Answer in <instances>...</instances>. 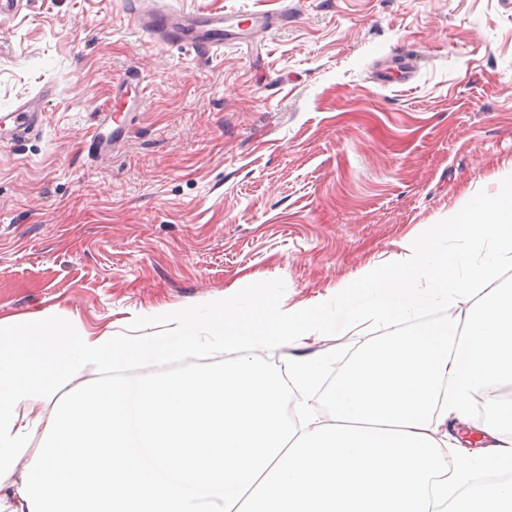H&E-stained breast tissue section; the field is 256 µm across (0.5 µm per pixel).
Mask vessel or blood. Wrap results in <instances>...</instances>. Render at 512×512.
Returning <instances> with one entry per match:
<instances>
[{
  "mask_svg": "<svg viewBox=\"0 0 512 512\" xmlns=\"http://www.w3.org/2000/svg\"><path fill=\"white\" fill-rule=\"evenodd\" d=\"M129 20L138 30L148 34L155 42L209 51L234 41L246 45V33L280 26L288 19L287 10H256L239 14L224 11L184 12L170 8L143 10L140 0H127ZM145 77L133 71L116 85L113 103L103 105L96 113L94 130L87 143L97 153L111 151L120 142L139 108V89ZM49 91L19 102L10 111L0 114V145L18 140L35 131L49 101Z\"/></svg>",
  "mask_w": 512,
  "mask_h": 512,
  "instance_id": "obj_1",
  "label": "vessel or blood"
}]
</instances>
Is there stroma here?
<instances>
[{
	"label": "stroma",
	"mask_w": 512,
	"mask_h": 512,
	"mask_svg": "<svg viewBox=\"0 0 512 512\" xmlns=\"http://www.w3.org/2000/svg\"><path fill=\"white\" fill-rule=\"evenodd\" d=\"M287 24L212 54L133 30L122 0H23L0 16V113L51 85L39 131L0 148V318L157 331L158 306L254 294L336 311V287L512 173V0H166ZM407 84H380L401 56ZM124 142L85 139L130 70ZM360 335L285 345L338 373Z\"/></svg>",
	"instance_id": "obj_1"
}]
</instances>
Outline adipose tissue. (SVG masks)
Returning a JSON list of instances; mask_svg holds the SVG:
<instances>
[{
    "mask_svg": "<svg viewBox=\"0 0 512 512\" xmlns=\"http://www.w3.org/2000/svg\"><path fill=\"white\" fill-rule=\"evenodd\" d=\"M450 235L464 251L441 248ZM399 248L340 286L354 323L389 331L337 373L323 414L303 400L290 418L287 399L318 385L327 358L281 372L247 356L331 335L317 304L223 296L205 337L191 308L153 309L154 336L47 311L0 318V512H512V401L497 395L512 388V286L496 283L512 266V175ZM464 300L463 317L405 326ZM208 343L222 364L112 376Z\"/></svg>",
    "mask_w": 512,
    "mask_h": 512,
    "instance_id": "ef3b65f1",
    "label": "adipose tissue"
}]
</instances>
